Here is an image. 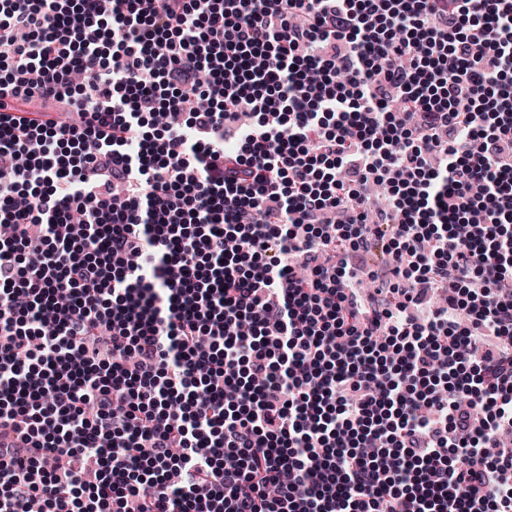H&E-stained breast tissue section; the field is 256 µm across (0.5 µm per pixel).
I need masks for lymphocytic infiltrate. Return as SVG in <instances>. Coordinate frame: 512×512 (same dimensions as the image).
Wrapping results in <instances>:
<instances>
[{"instance_id": "obj_1", "label": "lymphocytic infiltrate", "mask_w": 512, "mask_h": 512, "mask_svg": "<svg viewBox=\"0 0 512 512\" xmlns=\"http://www.w3.org/2000/svg\"><path fill=\"white\" fill-rule=\"evenodd\" d=\"M4 98L0 512H512V0H0ZM346 259L349 261L358 271L359 277L364 284H367V291L372 289L373 280L369 276V272L371 269H380L386 272L385 277L388 275L387 266L380 260H371L362 252H347L346 254L336 253V256L331 257L330 262L338 263L341 259ZM383 277V278H385Z\"/></svg>"}]
</instances>
